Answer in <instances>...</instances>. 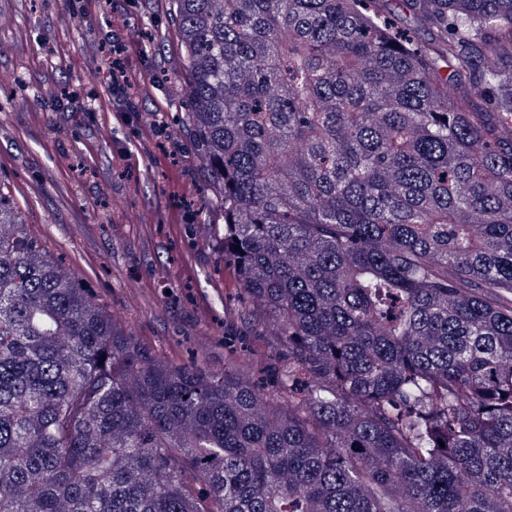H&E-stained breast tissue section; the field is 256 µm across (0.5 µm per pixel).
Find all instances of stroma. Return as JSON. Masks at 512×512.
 <instances>
[{
	"instance_id": "1",
	"label": "stroma",
	"mask_w": 512,
	"mask_h": 512,
	"mask_svg": "<svg viewBox=\"0 0 512 512\" xmlns=\"http://www.w3.org/2000/svg\"><path fill=\"white\" fill-rule=\"evenodd\" d=\"M132 51L130 104L106 77ZM174 0H0V191L26 229L154 357L224 371V338L282 343L224 314L238 280L194 147Z\"/></svg>"
}]
</instances>
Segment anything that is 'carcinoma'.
Instances as JSON below:
<instances>
[{
  "label": "carcinoma",
  "instance_id": "carcinoma-1",
  "mask_svg": "<svg viewBox=\"0 0 512 512\" xmlns=\"http://www.w3.org/2000/svg\"><path fill=\"white\" fill-rule=\"evenodd\" d=\"M176 0L269 386L162 362L0 196V512H512V0ZM387 3V9L399 15L413 32V35L421 40H428L430 37L429 31L423 26L406 8L403 0H390Z\"/></svg>",
  "mask_w": 512,
  "mask_h": 512
}]
</instances>
